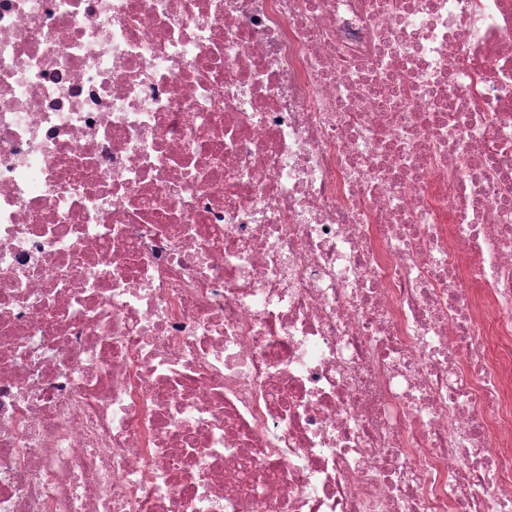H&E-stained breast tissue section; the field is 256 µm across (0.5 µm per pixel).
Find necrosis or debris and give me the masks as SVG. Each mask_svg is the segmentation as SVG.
Wrapping results in <instances>:
<instances>
[{"label": "necrosis or debris", "mask_w": 512, "mask_h": 512, "mask_svg": "<svg viewBox=\"0 0 512 512\" xmlns=\"http://www.w3.org/2000/svg\"><path fill=\"white\" fill-rule=\"evenodd\" d=\"M0 512H512V0H0Z\"/></svg>", "instance_id": "4bbe7bcc"}]
</instances>
